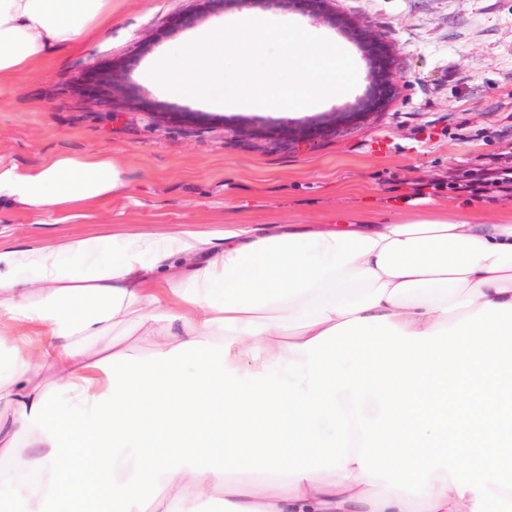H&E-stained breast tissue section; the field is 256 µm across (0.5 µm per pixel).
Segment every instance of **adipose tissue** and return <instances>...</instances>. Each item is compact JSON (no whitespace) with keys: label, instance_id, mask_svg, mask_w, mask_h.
<instances>
[{"label":"adipose tissue","instance_id":"obj_1","mask_svg":"<svg viewBox=\"0 0 512 512\" xmlns=\"http://www.w3.org/2000/svg\"><path fill=\"white\" fill-rule=\"evenodd\" d=\"M111 11L0 0V76ZM125 185L106 157L0 165V204L24 210ZM129 319L149 366L99 344ZM347 336L350 365L327 366ZM511 369L512 224L0 245V459L26 437L37 479L10 491L33 512H506ZM321 454L322 478L307 463Z\"/></svg>","mask_w":512,"mask_h":512}]
</instances>
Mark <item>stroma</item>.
<instances>
[{
  "instance_id": "1",
  "label": "stroma",
  "mask_w": 512,
  "mask_h": 512,
  "mask_svg": "<svg viewBox=\"0 0 512 512\" xmlns=\"http://www.w3.org/2000/svg\"><path fill=\"white\" fill-rule=\"evenodd\" d=\"M349 29L293 9L224 0L194 25L174 20L198 0H112V14L82 42L0 79V165L37 166L67 154L107 156L125 172L119 195L65 212L0 205V243L109 235L190 224L268 230L340 220L397 223L419 214L473 224H512V199L465 201L447 189L412 195L407 183L447 176L496 152L480 129L512 125V0H329ZM293 22L330 39L353 58L356 87L314 107L280 113L202 102L171 93L147 76L174 47L237 22L243 13ZM385 37L392 96L343 134L288 145L299 126L366 97L369 64L357 29ZM122 65L120 94L82 90L89 64ZM383 141V152L373 151Z\"/></svg>"
}]
</instances>
